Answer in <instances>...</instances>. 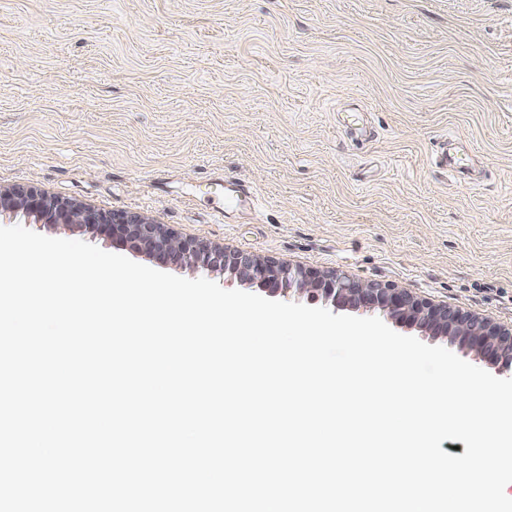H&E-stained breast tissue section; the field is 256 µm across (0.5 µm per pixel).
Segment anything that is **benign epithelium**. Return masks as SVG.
I'll return each instance as SVG.
<instances>
[{
	"label": "benign epithelium",
	"mask_w": 512,
	"mask_h": 512,
	"mask_svg": "<svg viewBox=\"0 0 512 512\" xmlns=\"http://www.w3.org/2000/svg\"><path fill=\"white\" fill-rule=\"evenodd\" d=\"M17 212L38 222L64 224L82 232L118 239L136 252L192 269L228 272L239 281L272 294L284 295L296 290L338 307L376 310L399 324L457 343L501 370L512 368V328L497 326L446 305H435L393 284L355 281L336 271L293 268L272 258L183 238L141 214L102 212L31 187L1 188L0 216Z\"/></svg>",
	"instance_id": "7a95c632"
}]
</instances>
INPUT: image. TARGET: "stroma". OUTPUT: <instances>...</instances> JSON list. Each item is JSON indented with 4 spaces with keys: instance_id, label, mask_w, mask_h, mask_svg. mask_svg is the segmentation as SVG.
I'll list each match as a JSON object with an SVG mask.
<instances>
[{
    "instance_id": "obj_1",
    "label": "stroma",
    "mask_w": 512,
    "mask_h": 512,
    "mask_svg": "<svg viewBox=\"0 0 512 512\" xmlns=\"http://www.w3.org/2000/svg\"><path fill=\"white\" fill-rule=\"evenodd\" d=\"M449 143L474 180L437 164ZM225 176L254 213L213 211ZM15 186L512 327V0H0Z\"/></svg>"
}]
</instances>
